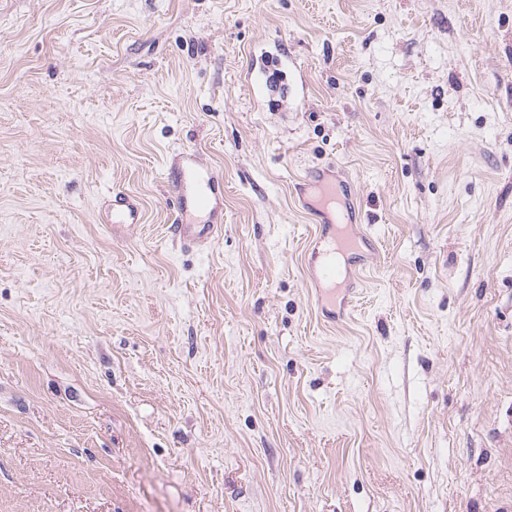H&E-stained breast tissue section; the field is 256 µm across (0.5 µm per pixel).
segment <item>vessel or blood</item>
Masks as SVG:
<instances>
[{"label":"vessel or blood","instance_id":"b4317fda","mask_svg":"<svg viewBox=\"0 0 512 512\" xmlns=\"http://www.w3.org/2000/svg\"><path fill=\"white\" fill-rule=\"evenodd\" d=\"M176 158L170 168L173 183L171 230L186 245L210 242L223 231V178L215 168L203 164L194 151H181ZM323 195L326 207L316 212L318 231L308 258L307 272L312 281L325 290L318 298L319 305L324 307L334 301V290L344 277L339 257L350 251L355 241L345 225L335 223L327 209L335 200L334 186L324 185ZM110 206L113 223H141L138 201L124 192H113Z\"/></svg>","mask_w":512,"mask_h":512}]
</instances>
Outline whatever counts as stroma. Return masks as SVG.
Listing matches in <instances>:
<instances>
[{"mask_svg": "<svg viewBox=\"0 0 512 512\" xmlns=\"http://www.w3.org/2000/svg\"><path fill=\"white\" fill-rule=\"evenodd\" d=\"M0 512H512V0H0ZM170 168L173 185L171 230L184 245H201L223 231L224 181L192 150L176 154ZM110 202L113 224L141 223L142 212L136 199L122 191H114ZM315 224L318 231L314 236L315 246L308 258L307 272L319 288H328V293L318 297L321 308L335 300V288L344 277L339 256L350 251L354 238L346 231V224H335L327 209L316 210Z\"/></svg>", "mask_w": 512, "mask_h": 512, "instance_id": "stroma-1", "label": "stroma"}]
</instances>
